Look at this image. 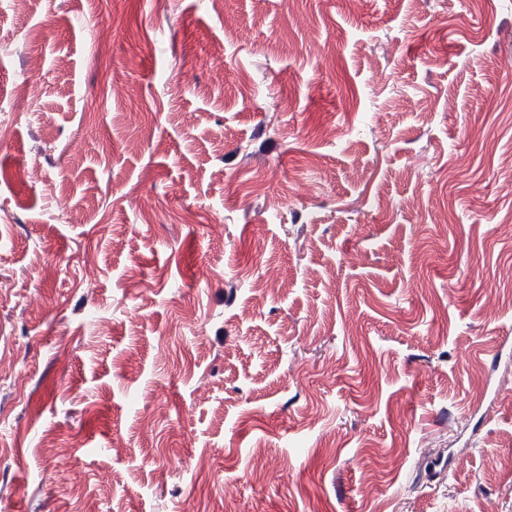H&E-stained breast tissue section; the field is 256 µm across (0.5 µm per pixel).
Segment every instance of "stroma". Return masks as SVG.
Segmentation results:
<instances>
[{
	"label": "stroma",
	"instance_id": "35a3bbf8",
	"mask_svg": "<svg viewBox=\"0 0 512 512\" xmlns=\"http://www.w3.org/2000/svg\"><path fill=\"white\" fill-rule=\"evenodd\" d=\"M511 169L512 0H0V512H512Z\"/></svg>",
	"mask_w": 512,
	"mask_h": 512
}]
</instances>
